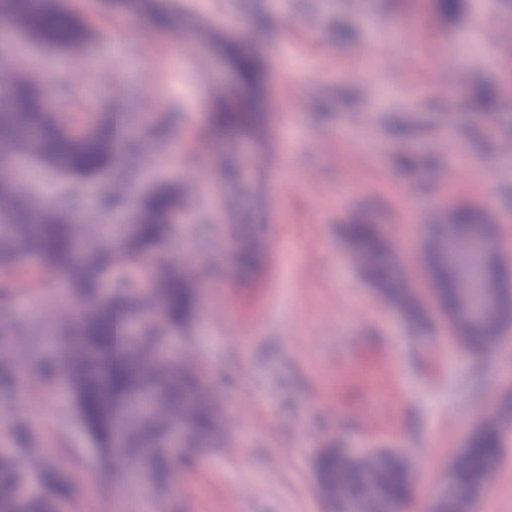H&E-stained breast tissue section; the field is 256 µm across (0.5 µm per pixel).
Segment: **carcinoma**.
<instances>
[{
	"label": "carcinoma",
	"mask_w": 512,
	"mask_h": 512,
	"mask_svg": "<svg viewBox=\"0 0 512 512\" xmlns=\"http://www.w3.org/2000/svg\"><path fill=\"white\" fill-rule=\"evenodd\" d=\"M0 18L43 46L77 51L87 38L64 0H0ZM224 61L238 83L219 92L211 125L232 152L241 142L260 146L263 69L242 42L224 43ZM165 122L157 112L131 119L114 114L75 133L65 103L58 99L55 107L45 108L39 87L29 77L17 76L0 87V403H15L23 389L10 356L21 327L12 311L6 273L37 259L43 274L63 278L68 293L87 307L79 323L56 330L66 348V384L74 412L107 463H112L113 445L121 441L131 471L146 460L158 475L171 468L167 412L180 415L189 426L186 464L194 461L202 439L224 436L223 418L203 393L197 366L181 364L173 370L156 356L170 333L188 328L196 310L201 271L173 264L162 252L177 234L175 213L192 209L196 192L152 181L129 207L117 190L102 186L99 210L109 219L121 209L126 223L133 225L124 236L117 224L105 233L97 225L79 223V215L80 188L87 182L110 173L128 187L142 184L137 132L160 150L166 144ZM261 231L260 224L228 225L235 263L245 271L262 259ZM349 236L355 252L368 258L362 269L373 286L417 317L419 308L401 288L391 251L374 225L361 219L349 225ZM436 283L448 303H454L456 288L442 258L437 259ZM511 319L512 306L500 291L478 322L456 310L452 330L465 345L490 346L500 341ZM26 374L54 381L55 358L31 356ZM5 425L15 430L17 448L10 456H0V512H49L64 496L63 487L47 479L43 493L18 497L19 486L32 472L44 471L45 463L18 408L11 409ZM503 439L498 424L482 425L462 452L465 463L453 468L450 479L470 498L484 487ZM372 467L385 496L396 502L407 496L410 482L396 456L378 453ZM318 472L323 487L344 496L358 498L368 492L366 470L357 461L327 452L319 457Z\"/></svg>",
	"instance_id": "1"
}]
</instances>
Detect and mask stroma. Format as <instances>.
<instances>
[{
  "mask_svg": "<svg viewBox=\"0 0 512 512\" xmlns=\"http://www.w3.org/2000/svg\"><path fill=\"white\" fill-rule=\"evenodd\" d=\"M155 2L170 28L109 0H66L92 31L82 53L21 41L0 49V63L63 92L78 130L100 112L168 114L154 174L201 196L166 250L212 273L191 327L166 347L200 365L224 436L175 474L167 512H331L316 473L325 448L408 458L403 512H431L474 428L512 405V327L480 353L451 335L430 302L422 231L466 208L495 225L512 259V0H457L447 13L440 0ZM214 35L247 42L267 70L265 144L237 159L243 181L262 186V208L239 202L267 239L249 276L224 252V149L209 126L224 87ZM485 87L498 93L494 109L472 104ZM362 215L420 290L421 320L353 262L344 227ZM11 278L20 316L43 329L75 318L59 279L37 265ZM22 408L68 486L64 512H158L103 470L62 383H30ZM506 436L472 512H512V420Z\"/></svg>",
  "mask_w": 512,
  "mask_h": 512,
  "instance_id": "1",
  "label": "stroma"
}]
</instances>
